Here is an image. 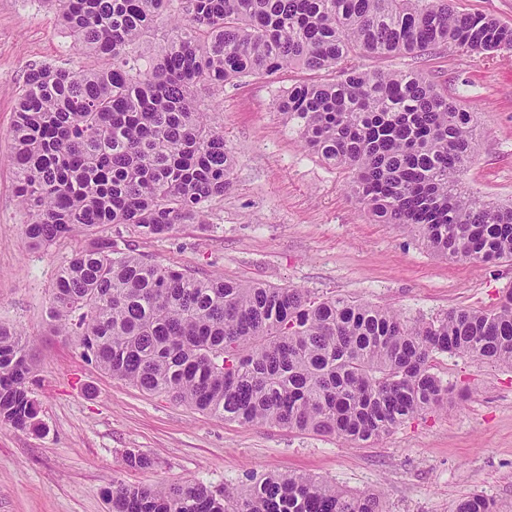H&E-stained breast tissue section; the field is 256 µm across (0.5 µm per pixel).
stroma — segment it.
Here are the masks:
<instances>
[{"mask_svg":"<svg viewBox=\"0 0 512 512\" xmlns=\"http://www.w3.org/2000/svg\"><path fill=\"white\" fill-rule=\"evenodd\" d=\"M78 58L44 0H0V155L8 151L16 94L31 65ZM379 64L422 70L449 95L469 100L478 145L462 183L484 199L512 201V51L478 59L443 48ZM311 77L291 68L207 96L235 158L230 189L210 205L209 228L179 224L159 238L123 231L117 246L201 276L352 297L411 320L496 303L512 285V263L448 260L413 227L375 223L348 192L347 174L304 147L277 101ZM22 221L13 169L0 162V322L27 336L42 422L37 432L0 424V512H111L107 491L116 481L196 480L235 492L268 472L379 493L387 512H454L473 494L491 498L496 512H512V368L438 356L452 405L363 445L227 421L112 378L56 334L47 319L50 288L59 267L90 239L69 237L37 251ZM130 449L152 466L128 468Z\"/></svg>","mask_w":512,"mask_h":512,"instance_id":"1","label":"stroma"}]
</instances>
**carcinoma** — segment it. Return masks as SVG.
Segmentation results:
<instances>
[{
    "label": "carcinoma",
    "instance_id": "carcinoma-1",
    "mask_svg": "<svg viewBox=\"0 0 512 512\" xmlns=\"http://www.w3.org/2000/svg\"><path fill=\"white\" fill-rule=\"evenodd\" d=\"M79 65H34L16 99L6 160L31 247L84 235L57 271L48 318L112 377L241 424L265 423L353 444L448 408L438 354L512 367V285L490 309L409 321L389 308L307 289L200 278L152 263L105 226L160 237L207 228L234 157L220 113L197 96L299 67L336 80L296 83L278 108L304 145L349 172L379 224H410L441 257L512 262V205L466 191L476 146L469 105L420 71L362 70L454 46L512 50V27L450 0H45ZM163 29L145 64L148 35ZM23 333L0 323V422L38 431ZM112 512H385L298 473H268L230 495L201 482L112 484ZM456 512H493L474 494Z\"/></svg>",
    "mask_w": 512,
    "mask_h": 512
}]
</instances>
